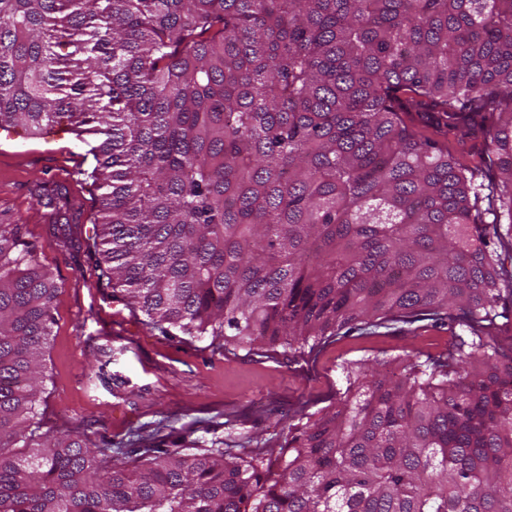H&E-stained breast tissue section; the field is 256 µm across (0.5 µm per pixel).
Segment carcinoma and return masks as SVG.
<instances>
[{
    "instance_id": "obj_1",
    "label": "carcinoma",
    "mask_w": 512,
    "mask_h": 512,
    "mask_svg": "<svg viewBox=\"0 0 512 512\" xmlns=\"http://www.w3.org/2000/svg\"><path fill=\"white\" fill-rule=\"evenodd\" d=\"M63 118L100 191L63 243L147 326L299 356L452 339L398 376L343 363L275 468L214 446L129 469L29 430L59 284L0 224V512H512V0H0V129ZM34 196L82 223L65 186Z\"/></svg>"
}]
</instances>
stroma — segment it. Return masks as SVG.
<instances>
[{
  "label": "stroma",
  "mask_w": 512,
  "mask_h": 512,
  "mask_svg": "<svg viewBox=\"0 0 512 512\" xmlns=\"http://www.w3.org/2000/svg\"><path fill=\"white\" fill-rule=\"evenodd\" d=\"M93 158L69 122L39 135L0 129V223L23 225L40 261L61 285L45 349L40 432H85L114 461L141 464L147 446L273 459L299 407L332 404L341 366L422 351L438 354L448 329L422 321L346 337L315 356L211 351L205 341L162 335L130 312L100 276L96 256L59 246L34 198L36 178L65 185L91 231L99 193L85 173Z\"/></svg>",
  "instance_id": "stroma-1"
}]
</instances>
